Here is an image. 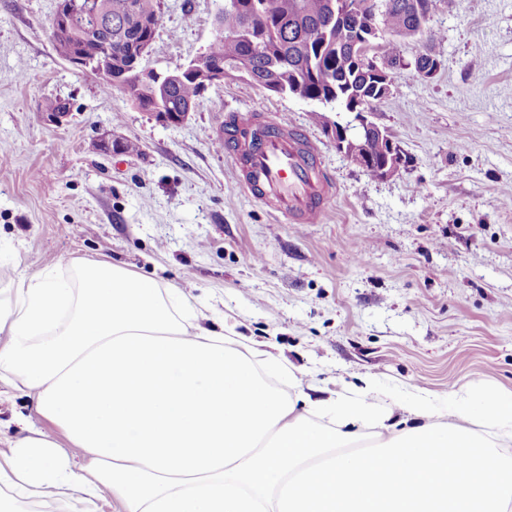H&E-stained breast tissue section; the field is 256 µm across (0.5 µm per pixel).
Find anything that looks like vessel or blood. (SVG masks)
<instances>
[{
	"mask_svg": "<svg viewBox=\"0 0 512 512\" xmlns=\"http://www.w3.org/2000/svg\"><path fill=\"white\" fill-rule=\"evenodd\" d=\"M233 158L239 188L292 224H315L336 195L317 143L282 117L241 124L234 131Z\"/></svg>",
	"mask_w": 512,
	"mask_h": 512,
	"instance_id": "vessel-or-blood-1",
	"label": "vessel or blood"
}]
</instances>
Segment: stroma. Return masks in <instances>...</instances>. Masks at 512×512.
Masks as SVG:
<instances>
[{
    "label": "stroma",
    "instance_id": "obj_1",
    "mask_svg": "<svg viewBox=\"0 0 512 512\" xmlns=\"http://www.w3.org/2000/svg\"><path fill=\"white\" fill-rule=\"evenodd\" d=\"M58 0H0V299L11 272L69 275L105 261L180 289L206 314L304 373L311 399L367 377L443 399L461 385L512 391V0H440L430 79L396 69L370 121L408 159L369 178L325 135L318 105L241 77L208 87L180 124L103 92L61 58ZM224 0H162L167 74L217 36ZM68 103L46 121L47 100ZM274 112L320 147L337 194L316 224H291L237 187L215 142L227 123ZM137 141L136 155L100 146ZM33 426L65 443L26 388L0 390V453Z\"/></svg>",
    "mask_w": 512,
    "mask_h": 512
}]
</instances>
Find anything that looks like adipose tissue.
I'll list each match as a JSON object with an SVG mask.
<instances>
[{"instance_id": "ef3b65f1", "label": "adipose tissue", "mask_w": 512, "mask_h": 512, "mask_svg": "<svg viewBox=\"0 0 512 512\" xmlns=\"http://www.w3.org/2000/svg\"><path fill=\"white\" fill-rule=\"evenodd\" d=\"M12 288L0 386L29 390L71 448L21 439L0 460V512L72 494L123 512H512V392L400 400L367 379L313 401L280 357L124 268L88 261Z\"/></svg>"}]
</instances>
